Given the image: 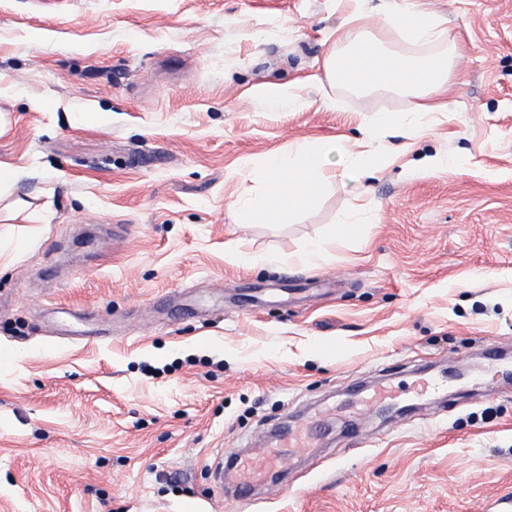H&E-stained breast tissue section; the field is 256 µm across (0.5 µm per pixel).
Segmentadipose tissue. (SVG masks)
<instances>
[{
	"label": "adipose tissue",
	"mask_w": 512,
	"mask_h": 512,
	"mask_svg": "<svg viewBox=\"0 0 512 512\" xmlns=\"http://www.w3.org/2000/svg\"><path fill=\"white\" fill-rule=\"evenodd\" d=\"M379 30L407 29L412 42L437 43L446 51L441 57H409L385 49L380 39L363 40L357 29L346 32L345 45L332 51L324 61V70L332 83L362 92L386 90L408 95L415 100V111L432 112L433 92L448 80V73L459 55L456 42L447 29L431 16L408 21L406 10L388 11L377 16ZM335 150L332 142L300 144L285 153L269 156L260 172L263 198L246 203L244 221L266 224L274 217L305 205L323 185L329 158Z\"/></svg>",
	"instance_id": "adipose-tissue-1"
}]
</instances>
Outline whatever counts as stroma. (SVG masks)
<instances>
[{
	"instance_id": "obj_1",
	"label": "stroma",
	"mask_w": 512,
	"mask_h": 512,
	"mask_svg": "<svg viewBox=\"0 0 512 512\" xmlns=\"http://www.w3.org/2000/svg\"><path fill=\"white\" fill-rule=\"evenodd\" d=\"M380 2L0 0V163L18 174L0 512H481L512 494V382L490 369L512 351V0H419L462 47L431 113L325 75ZM321 140L313 200L244 223L267 157ZM364 144L383 158L358 180ZM436 154L456 162L419 170ZM314 240L323 261L297 263ZM381 382L403 419L362 416L354 387ZM319 415L326 437L284 478L212 501L221 461Z\"/></svg>"
}]
</instances>
